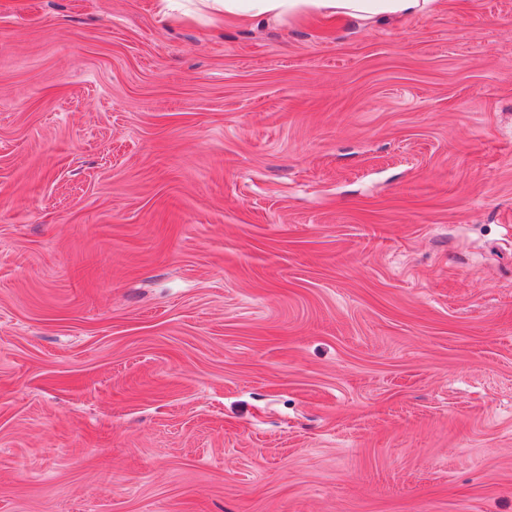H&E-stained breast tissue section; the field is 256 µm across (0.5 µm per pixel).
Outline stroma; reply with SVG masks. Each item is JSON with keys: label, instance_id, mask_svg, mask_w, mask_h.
Masks as SVG:
<instances>
[{"label": "stroma", "instance_id": "35a3bbf8", "mask_svg": "<svg viewBox=\"0 0 512 512\" xmlns=\"http://www.w3.org/2000/svg\"><path fill=\"white\" fill-rule=\"evenodd\" d=\"M188 7L0 0V512H512V0ZM215 18L242 24L255 20H294L310 17L324 21L374 23L395 17L430 12L435 0H206Z\"/></svg>", "mask_w": 512, "mask_h": 512}]
</instances>
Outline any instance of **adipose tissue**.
I'll return each mask as SVG.
<instances>
[{
    "label": "adipose tissue",
    "mask_w": 512,
    "mask_h": 512,
    "mask_svg": "<svg viewBox=\"0 0 512 512\" xmlns=\"http://www.w3.org/2000/svg\"><path fill=\"white\" fill-rule=\"evenodd\" d=\"M216 18L242 24L256 20H294L310 17L324 21L374 23L395 17L430 12L434 0H206Z\"/></svg>",
    "instance_id": "obj_1"
}]
</instances>
